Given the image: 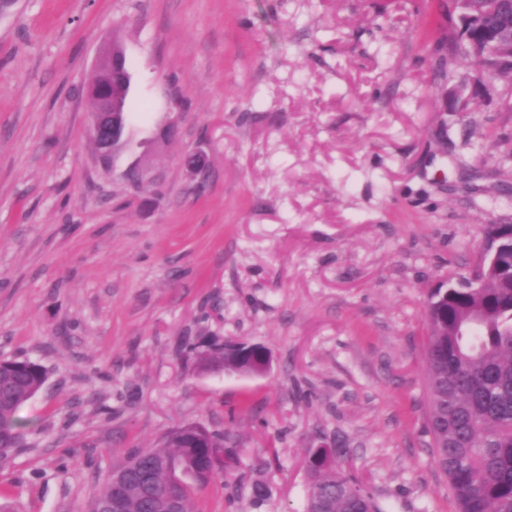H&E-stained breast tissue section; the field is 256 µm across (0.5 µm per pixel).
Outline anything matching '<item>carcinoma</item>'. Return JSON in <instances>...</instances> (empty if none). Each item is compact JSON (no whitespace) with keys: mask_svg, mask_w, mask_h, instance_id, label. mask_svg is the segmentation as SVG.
<instances>
[{"mask_svg":"<svg viewBox=\"0 0 512 512\" xmlns=\"http://www.w3.org/2000/svg\"><path fill=\"white\" fill-rule=\"evenodd\" d=\"M460 25L427 46L435 77L447 76L451 60H480L484 77L504 80L512 88V62L496 51L512 41V16L488 11L479 0H463ZM86 93L92 111L112 98L123 111L136 109L129 89L112 80V65H99ZM508 273L473 288L468 279L445 291L429 292L426 315L430 334L426 348L429 426L435 456L448 476L457 512H512V254L501 258ZM202 366L241 370L229 355L202 359ZM47 377L39 364L0 360V457L20 448L17 411L42 389ZM223 448L206 429L188 425L169 431L155 448L136 451L124 468L152 475L150 489L136 479L122 488L107 476L93 498L91 512L119 496L122 512H170L172 496L190 512L194 488L206 485L226 462ZM335 451L315 448L306 457L310 476L306 512H381L361 483L333 465Z\"/></svg>","mask_w":512,"mask_h":512,"instance_id":"obj_1","label":"carcinoma"}]
</instances>
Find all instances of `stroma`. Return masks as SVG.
<instances>
[{"instance_id":"1","label":"stroma","mask_w":512,"mask_h":512,"mask_svg":"<svg viewBox=\"0 0 512 512\" xmlns=\"http://www.w3.org/2000/svg\"><path fill=\"white\" fill-rule=\"evenodd\" d=\"M457 23L439 0H19L0 17V359L47 371L0 503L90 512L128 453L192 424L231 461L191 512H304L323 445L382 512H455L426 300L512 224L502 82L461 85L462 64L437 80L423 58L425 30ZM106 35L139 106L108 167L83 92ZM228 342L265 346L269 372L203 369Z\"/></svg>"}]
</instances>
